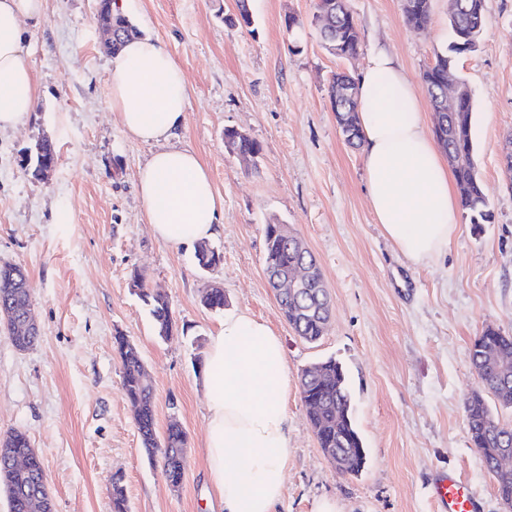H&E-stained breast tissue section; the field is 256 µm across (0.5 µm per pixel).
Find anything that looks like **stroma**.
<instances>
[{
    "label": "stroma",
    "mask_w": 512,
    "mask_h": 512,
    "mask_svg": "<svg viewBox=\"0 0 512 512\" xmlns=\"http://www.w3.org/2000/svg\"><path fill=\"white\" fill-rule=\"evenodd\" d=\"M317 0H249L254 23L228 24L236 0H123L141 34L181 67L188 104L179 144L195 151L223 202L210 244L219 263L202 270L191 246L158 241L146 222L137 172L152 145L128 140L109 106L108 61L97 0H45L23 28L40 89L35 112L0 131V264L22 265L41 334L16 349L0 329V434L25 432L46 474L54 512H110V482L122 474L130 512H224L205 468L203 361L225 312L245 310L280 337L288 363L291 448L276 512H435L429 485L455 471L480 512H505L468 439L464 401L477 386L474 337L512 335V183L502 172L512 132V0H484L476 52L455 58L473 98L478 177L492 218L459 215L446 255L411 264L376 224L362 148L350 147L329 97L335 72L361 76L387 50L413 82L446 49L448 0H432L416 30L402 0H348L361 33L356 56L321 45ZM294 15L300 28L286 31ZM235 129L260 146L245 163L224 148ZM56 167L34 175L24 156L41 138ZM279 222L316 256L332 300L328 332L297 336L269 288L266 224ZM163 291L176 331L157 335L131 281ZM219 284L227 304L202 302ZM122 332L139 351L155 398L158 430L177 417L188 436L185 476L172 488L149 460L122 387L113 348ZM335 357L346 369L353 415L367 449L360 476L324 456L301 400L299 374Z\"/></svg>",
    "instance_id": "35a3bbf8"
}]
</instances>
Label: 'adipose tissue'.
<instances>
[{"instance_id": "adipose-tissue-1", "label": "adipose tissue", "mask_w": 512, "mask_h": 512, "mask_svg": "<svg viewBox=\"0 0 512 512\" xmlns=\"http://www.w3.org/2000/svg\"><path fill=\"white\" fill-rule=\"evenodd\" d=\"M44 0H0V129L24 123L38 89L26 61L22 22ZM110 107L123 133L166 142L138 173L153 235L176 247L211 239L222 202L197 154L170 146L184 121L187 86L158 42L139 37L109 61ZM358 116L367 197L376 223L414 265L448 251L458 198L448 162L429 132L416 87L387 52L359 78ZM205 461L225 512H275L290 438L284 395L288 364L279 336L246 311L225 314L204 361Z\"/></svg>"}]
</instances>
